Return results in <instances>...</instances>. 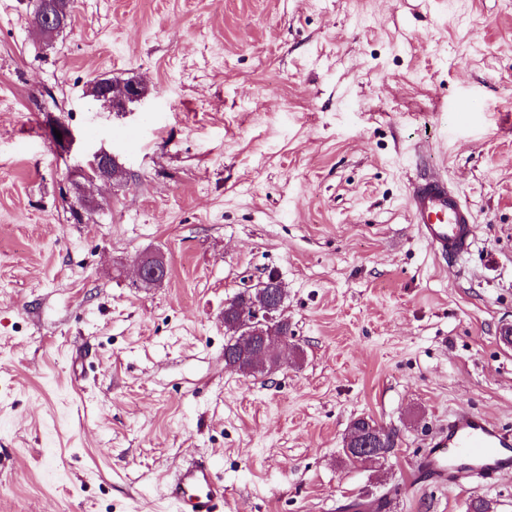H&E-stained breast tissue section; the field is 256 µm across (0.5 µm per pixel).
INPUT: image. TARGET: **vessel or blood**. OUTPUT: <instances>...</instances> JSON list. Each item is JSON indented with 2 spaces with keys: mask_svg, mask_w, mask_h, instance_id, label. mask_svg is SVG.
<instances>
[{
  "mask_svg": "<svg viewBox=\"0 0 512 512\" xmlns=\"http://www.w3.org/2000/svg\"><path fill=\"white\" fill-rule=\"evenodd\" d=\"M413 224L436 256L458 262L475 238L471 210L447 181L438 177L416 181L408 195ZM430 479L463 489L475 480L512 471V431L480 412H458L431 445L420 465ZM176 512H224V482L211 465L196 459L180 468L166 486Z\"/></svg>",
  "mask_w": 512,
  "mask_h": 512,
  "instance_id": "obj_1",
  "label": "vessel or blood"
}]
</instances>
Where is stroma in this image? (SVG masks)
Listing matches in <instances>:
<instances>
[{
    "label": "stroma",
    "instance_id": "1",
    "mask_svg": "<svg viewBox=\"0 0 512 512\" xmlns=\"http://www.w3.org/2000/svg\"><path fill=\"white\" fill-rule=\"evenodd\" d=\"M71 6L48 38L0 0V512H175L200 456L230 512H512V473H419L454 412L512 430V0ZM102 78L147 95L105 111ZM427 170L475 218L453 268L409 218ZM270 274L303 359L229 371L224 303ZM359 417L387 459L345 458ZM111 158L112 155L103 150L92 153L91 157L87 160L86 168L83 170L85 179L90 183H94L97 180L110 181L107 170L109 169ZM111 163L113 166H118L116 161L112 162L111 160ZM168 264L165 256H144L137 264L136 276L141 283H152L165 279Z\"/></svg>",
    "mask_w": 512,
    "mask_h": 512
}]
</instances>
